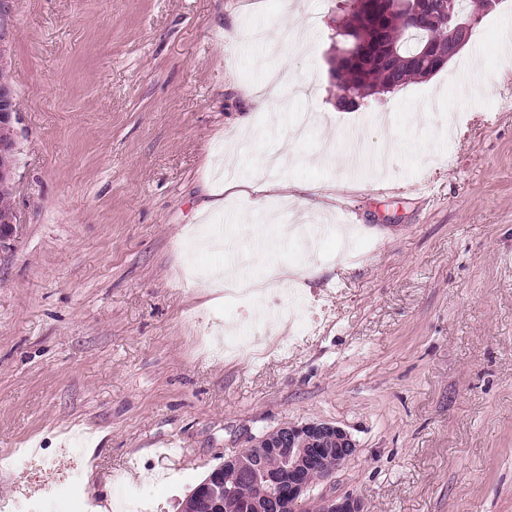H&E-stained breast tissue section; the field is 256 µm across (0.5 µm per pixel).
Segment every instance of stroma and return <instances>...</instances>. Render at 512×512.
Returning a JSON list of instances; mask_svg holds the SVG:
<instances>
[{"mask_svg": "<svg viewBox=\"0 0 512 512\" xmlns=\"http://www.w3.org/2000/svg\"><path fill=\"white\" fill-rule=\"evenodd\" d=\"M338 2L303 0L302 50L284 0L0 13L20 107L0 504L181 512L251 438L325 420L357 443L330 486L364 512H512V0L442 71L354 112L329 77ZM355 134L383 171L344 164ZM334 193L352 215L318 208ZM351 221L372 230L346 255ZM205 230L238 242L239 275L286 266L298 289L275 309L215 298L204 273L231 256L199 249Z\"/></svg>", "mask_w": 512, "mask_h": 512, "instance_id": "obj_1", "label": "stroma"}]
</instances>
